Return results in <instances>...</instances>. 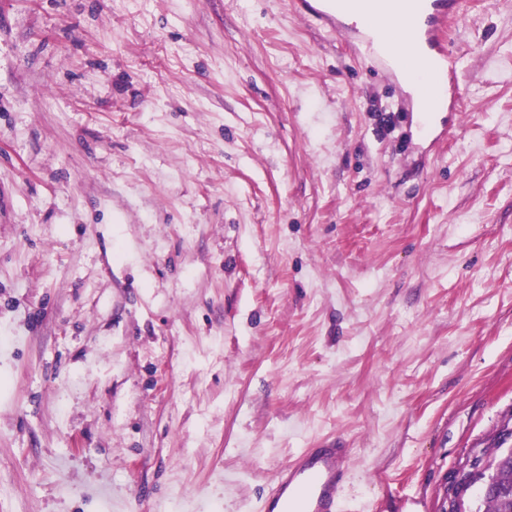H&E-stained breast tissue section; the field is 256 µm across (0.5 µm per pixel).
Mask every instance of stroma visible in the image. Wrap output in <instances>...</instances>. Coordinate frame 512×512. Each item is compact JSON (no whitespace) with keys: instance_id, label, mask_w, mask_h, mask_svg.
<instances>
[{"instance_id":"stroma-1","label":"stroma","mask_w":512,"mask_h":512,"mask_svg":"<svg viewBox=\"0 0 512 512\" xmlns=\"http://www.w3.org/2000/svg\"><path fill=\"white\" fill-rule=\"evenodd\" d=\"M465 109L286 0H0V512H261L340 440L358 512H485L512 419V0Z\"/></svg>"}]
</instances>
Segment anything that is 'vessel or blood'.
Returning <instances> with one entry per match:
<instances>
[{"label":"vessel or blood","mask_w":512,"mask_h":512,"mask_svg":"<svg viewBox=\"0 0 512 512\" xmlns=\"http://www.w3.org/2000/svg\"><path fill=\"white\" fill-rule=\"evenodd\" d=\"M461 6V0H291L295 14L333 32L357 35L367 45L373 38L360 31L359 18L372 17L375 29H392L417 41L424 60L434 63L450 56V35L460 20ZM465 94V86L454 74L446 82L444 99L421 96L419 109L431 115L442 101L458 112ZM349 466V451L338 443L302 449L277 472L262 502L263 512H343Z\"/></svg>","instance_id":"1"}]
</instances>
